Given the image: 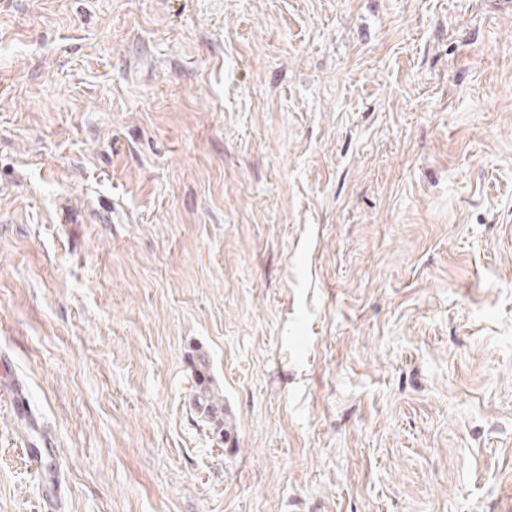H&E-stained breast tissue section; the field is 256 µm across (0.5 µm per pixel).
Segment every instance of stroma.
<instances>
[{
	"label": "stroma",
	"instance_id": "35a3bbf8",
	"mask_svg": "<svg viewBox=\"0 0 512 512\" xmlns=\"http://www.w3.org/2000/svg\"><path fill=\"white\" fill-rule=\"evenodd\" d=\"M16 379L0 512H500L512 10L0 0ZM210 359L199 352L196 357L192 356L191 368L196 383L192 389V401L195 410L199 413L201 420L218 433L224 430V394L210 383Z\"/></svg>",
	"mask_w": 512,
	"mask_h": 512
}]
</instances>
